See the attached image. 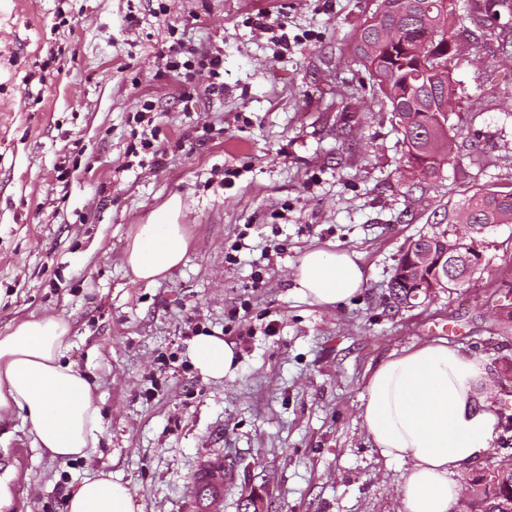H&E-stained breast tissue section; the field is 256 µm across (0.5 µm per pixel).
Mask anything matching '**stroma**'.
Masks as SVG:
<instances>
[{"label": "stroma", "instance_id": "35a3bbf8", "mask_svg": "<svg viewBox=\"0 0 512 512\" xmlns=\"http://www.w3.org/2000/svg\"><path fill=\"white\" fill-rule=\"evenodd\" d=\"M379 4L0 0V335L64 317L65 358L94 383L103 422L88 458L61 462L18 415L1 419L0 473L16 477L0 512H64L97 469L129 484L142 512H186L190 476L217 458L222 512L254 490L268 512H401L405 467L379 460L360 416L373 370L444 339L484 362L502 402L512 224L484 235L470 286L397 311L386 298L410 239L476 191L512 190V14L491 23L484 0H459L453 159L424 181L350 50ZM261 14L287 48L255 27ZM176 34L223 47V95L200 72L184 96L163 57ZM147 101L165 155L132 165ZM175 193L190 250L165 278L137 281L127 239ZM315 247L359 255L367 288L333 308L305 302L293 271ZM200 334L232 346L233 380L195 368Z\"/></svg>", "mask_w": 512, "mask_h": 512}]
</instances>
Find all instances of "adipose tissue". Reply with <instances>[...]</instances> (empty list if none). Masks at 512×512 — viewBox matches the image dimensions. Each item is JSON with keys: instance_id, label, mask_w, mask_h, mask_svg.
Here are the masks:
<instances>
[{"instance_id": "1", "label": "adipose tissue", "mask_w": 512, "mask_h": 512, "mask_svg": "<svg viewBox=\"0 0 512 512\" xmlns=\"http://www.w3.org/2000/svg\"><path fill=\"white\" fill-rule=\"evenodd\" d=\"M181 214L174 194L136 226L124 255L137 280L156 282L185 260L190 238ZM293 277L304 300L325 308L368 285L356 254L321 248L303 254ZM68 333L64 318L48 315L0 335V415L21 413L35 446L60 461L88 457L102 432L92 383L64 359ZM190 357L213 379L237 370L233 349L216 336L198 335ZM485 380L480 358L444 340L402 351L369 377L362 423L379 459L407 466L398 488L403 512H451L456 504V475L489 450L498 431L497 407L480 389ZM64 509L142 512V505L128 484L98 470L73 487Z\"/></svg>"}]
</instances>
